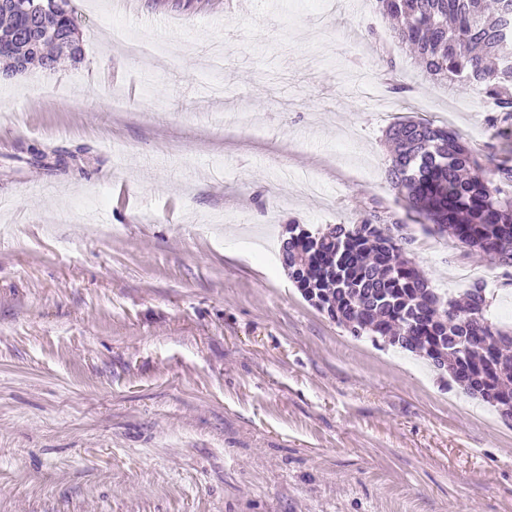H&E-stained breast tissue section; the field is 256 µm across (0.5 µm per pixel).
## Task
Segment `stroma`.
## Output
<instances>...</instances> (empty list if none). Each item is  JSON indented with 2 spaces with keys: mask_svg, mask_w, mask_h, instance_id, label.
<instances>
[{
  "mask_svg": "<svg viewBox=\"0 0 512 512\" xmlns=\"http://www.w3.org/2000/svg\"><path fill=\"white\" fill-rule=\"evenodd\" d=\"M139 2L71 0L80 61L0 75V512H512V421L276 258L290 224L405 218L397 118L512 157L492 99L428 78L376 0ZM115 23L183 51L132 56ZM408 232L512 328V269Z\"/></svg>",
  "mask_w": 512,
  "mask_h": 512,
  "instance_id": "stroma-1",
  "label": "stroma"
}]
</instances>
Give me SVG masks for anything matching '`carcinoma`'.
I'll use <instances>...</instances> for the list:
<instances>
[{
    "label": "carcinoma",
    "mask_w": 512,
    "mask_h": 512,
    "mask_svg": "<svg viewBox=\"0 0 512 512\" xmlns=\"http://www.w3.org/2000/svg\"><path fill=\"white\" fill-rule=\"evenodd\" d=\"M26 10L0 12L3 72L16 56L53 70L61 57L81 56L68 0H25ZM382 13L403 20L398 39L416 53L426 74L481 87L495 101L496 129L512 128V18L506 0H377ZM32 24L53 38L28 54L23 32ZM68 51L61 56L57 47ZM393 146L388 169L406 213L420 224L447 229L467 254L512 266V166L486 171L458 134L429 122L398 120L387 129ZM397 220L371 214L356 224L311 231L290 224L281 239L282 266L303 297L353 337L366 336L435 364L447 353L448 384L512 414V333L489 313L472 312L473 283L463 298L439 300L427 278L404 256L409 238Z\"/></svg>",
    "instance_id": "cac0c4a2"
}]
</instances>
